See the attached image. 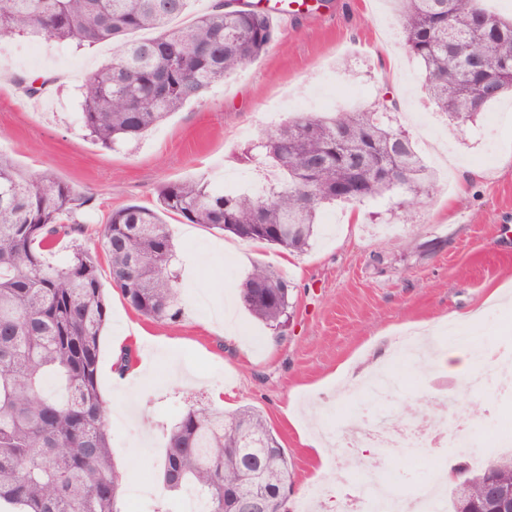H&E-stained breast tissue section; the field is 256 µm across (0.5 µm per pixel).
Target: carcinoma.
Here are the masks:
<instances>
[{
  "label": "carcinoma",
  "instance_id": "obj_1",
  "mask_svg": "<svg viewBox=\"0 0 512 512\" xmlns=\"http://www.w3.org/2000/svg\"><path fill=\"white\" fill-rule=\"evenodd\" d=\"M404 44L420 62L429 99L458 124L474 120L467 65L491 50L505 64L497 101L512 91V18L482 0H390ZM191 0H0V37L17 33L59 44L120 41V53L80 87L79 122L102 146L141 139L212 85L261 57L274 39L262 10L227 0L188 27L172 22ZM496 34L485 43V22ZM148 30L150 38L129 40ZM411 142L379 111L333 117L300 113L267 132L247 159L279 176L261 193L229 194L207 179L159 187L154 208L128 205L100 232L109 277L124 301L157 321L182 314L178 259L165 217L177 215L241 240L290 252L311 247L318 213L336 202L360 204L391 192L377 177L385 160L412 176L396 191L418 200L434 186L415 147L401 156L392 139ZM80 193L48 172L31 174L0 157V500L18 512H122V475L112 458L107 410L97 382L100 338L109 306L98 255L77 242L83 225L68 219ZM254 224L298 230L269 238ZM67 254L54 260L56 244ZM287 281L258 264L240 287L243 306L271 330L292 309ZM163 488L190 486L208 512H224V486L250 463L269 486L288 482V458L262 413L190 407L165 428Z\"/></svg>",
  "mask_w": 512,
  "mask_h": 512
}]
</instances>
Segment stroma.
Wrapping results in <instances>:
<instances>
[{"mask_svg": "<svg viewBox=\"0 0 512 512\" xmlns=\"http://www.w3.org/2000/svg\"><path fill=\"white\" fill-rule=\"evenodd\" d=\"M388 0H324L321 7L275 19V37L256 61L227 76L197 103L185 105L143 139L106 148L78 120V88L108 65L118 45L62 47L38 40L40 57L0 56V156L32 172L49 171L84 199L76 218L78 240L100 248V229L113 210L155 205L166 183L234 179L250 171L244 152L263 131L295 114L271 113L273 102L292 95L308 112L371 110L390 95L398 124L409 131L436 184L410 204L395 193L364 204H334L318 220L311 247L302 253L261 245L183 218L168 223L178 255L187 261L178 280L181 316L155 322L132 310L116 288L106 287L110 319L100 341L99 390L106 402L113 459L124 474L122 497L137 512H182L180 500L159 496L163 426L192 406L262 412L277 435L292 472L285 512H343L336 488L364 476L371 462L390 460L407 496H415L429 468L462 464L466 476L496 459L501 435L512 436V394L495 380L465 390L459 376L438 361L466 351L469 340H491L512 325V306L488 303L497 287L512 292V96L488 105L475 121L458 125L440 112L422 88L421 68L406 46L389 42L396 26ZM63 72L67 80L30 98L23 78ZM264 264L292 286L293 313L276 333L238 309L239 332L252 353L215 332L219 306L238 295L250 266ZM478 311L471 324L460 315ZM437 326L434 364L405 368L393 359L397 338L412 326ZM131 348L132 376L115 375L112 358ZM373 365L395 371L399 392L390 402L444 400L452 415L477 411L466 448H372L344 454L324 446L328 469L311 481L310 449L301 433H336L352 414L376 409L370 397L339 388L336 370ZM236 396L225 399V385ZM140 408L127 419V400Z\"/></svg>", "mask_w": 512, "mask_h": 512, "instance_id": "35a3bbf8", "label": "stroma"}]
</instances>
